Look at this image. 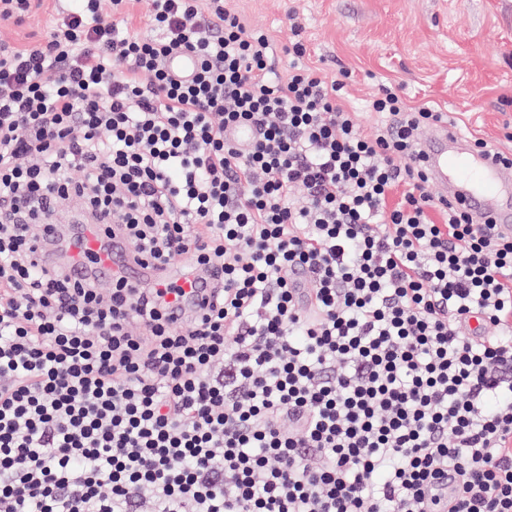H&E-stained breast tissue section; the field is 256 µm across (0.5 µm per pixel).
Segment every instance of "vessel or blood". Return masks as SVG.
Returning <instances> with one entry per match:
<instances>
[{
	"label": "vessel or blood",
	"mask_w": 512,
	"mask_h": 512,
	"mask_svg": "<svg viewBox=\"0 0 512 512\" xmlns=\"http://www.w3.org/2000/svg\"><path fill=\"white\" fill-rule=\"evenodd\" d=\"M419 153L429 179L442 201L463 206L477 223L492 222L499 231L512 233V169L489 154L474 150L469 139L450 124L434 126L419 141ZM43 245L79 279L101 286L124 279L133 288H156L173 281L177 292L167 294L175 321L211 289L205 277L187 275L181 267L156 270L149 262L133 258L129 246L99 224H52Z\"/></svg>",
	"instance_id": "b4317fda"
}]
</instances>
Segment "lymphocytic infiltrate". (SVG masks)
I'll use <instances>...</instances> for the list:
<instances>
[{
	"mask_svg": "<svg viewBox=\"0 0 512 512\" xmlns=\"http://www.w3.org/2000/svg\"><path fill=\"white\" fill-rule=\"evenodd\" d=\"M199 2L152 0L145 37L133 0H77L0 39V512H512V236L429 193L445 114L384 86L364 136L347 71L293 41L275 73ZM69 199L214 278L204 308L36 267ZM40 6H35L24 22L17 25H0V39H6L18 44H24L42 39L56 17V5L63 8L73 6V0H45ZM62 1V2H55Z\"/></svg>",
	"mask_w": 512,
	"mask_h": 512,
	"instance_id": "lymphocytic-infiltrate-1",
	"label": "lymphocytic infiltrate"
}]
</instances>
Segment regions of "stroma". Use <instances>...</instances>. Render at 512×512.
Listing matches in <instances>:
<instances>
[{"mask_svg": "<svg viewBox=\"0 0 512 512\" xmlns=\"http://www.w3.org/2000/svg\"><path fill=\"white\" fill-rule=\"evenodd\" d=\"M251 27L276 46L283 74L289 41L301 40L328 77L351 74L344 103L359 114L364 135L380 118L368 100L383 84L399 88L413 107L447 113L459 130L512 153V0H233ZM56 17L42 0L21 25H0V38L42 39ZM300 30H293V23Z\"/></svg>", "mask_w": 512, "mask_h": 512, "instance_id": "1", "label": "stroma"}]
</instances>
